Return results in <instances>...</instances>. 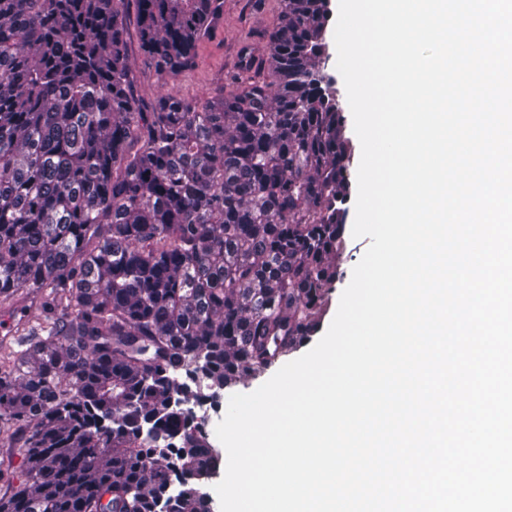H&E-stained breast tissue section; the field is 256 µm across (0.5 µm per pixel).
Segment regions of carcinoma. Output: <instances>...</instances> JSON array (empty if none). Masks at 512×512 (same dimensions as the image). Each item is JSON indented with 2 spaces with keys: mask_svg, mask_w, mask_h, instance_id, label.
Wrapping results in <instances>:
<instances>
[{
  "mask_svg": "<svg viewBox=\"0 0 512 512\" xmlns=\"http://www.w3.org/2000/svg\"><path fill=\"white\" fill-rule=\"evenodd\" d=\"M267 78L203 103L134 92L128 9L160 76L224 0H0V512H211L185 407L319 326L351 158L329 0H279Z\"/></svg>",
  "mask_w": 512,
  "mask_h": 512,
  "instance_id": "cac0c4a2",
  "label": "carcinoma"
}]
</instances>
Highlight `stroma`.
I'll list each match as a JSON object with an SVG mask.
<instances>
[{"label": "stroma", "instance_id": "stroma-1", "mask_svg": "<svg viewBox=\"0 0 512 512\" xmlns=\"http://www.w3.org/2000/svg\"><path fill=\"white\" fill-rule=\"evenodd\" d=\"M279 0H224L222 23L196 47L192 70L166 79L144 64L137 38H130L131 62L136 88L152 96L161 86L173 88L182 98L202 103L226 86L239 71L244 49L260 50L278 22ZM347 248L336 259L340 278L330 295L329 309L320 327L328 329L338 308L340 296L349 284L354 266L360 261L370 240L347 237Z\"/></svg>", "mask_w": 512, "mask_h": 512}]
</instances>
